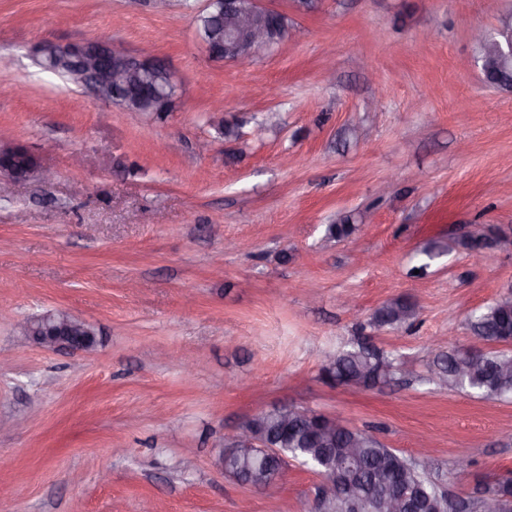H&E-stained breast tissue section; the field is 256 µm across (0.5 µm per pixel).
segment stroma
<instances>
[{"label": "stroma", "mask_w": 512, "mask_h": 512, "mask_svg": "<svg viewBox=\"0 0 512 512\" xmlns=\"http://www.w3.org/2000/svg\"><path fill=\"white\" fill-rule=\"evenodd\" d=\"M262 4L304 37L224 62L196 37L202 0L166 12L112 0L108 13L97 0H0V135L55 174L0 179V512H141L148 499L159 512H309L311 467L289 463L265 493L217 465L242 421L279 404L408 455L427 440L434 479L458 497L512 470V399L426 380L449 345L481 347L467 318L512 291V252L457 245L512 235V93L462 67L472 28L496 27L512 0ZM98 39L167 62L173 111L92 100L32 59L44 41ZM79 153L91 162L76 170ZM150 211L162 223L143 222ZM344 216L355 232L326 240ZM431 243L450 250L426 267ZM398 297L413 324L370 326ZM49 310L92 324L96 350H49L15 330ZM361 339L413 365L408 380H324L321 354Z\"/></svg>", "instance_id": "stroma-1"}]
</instances>
